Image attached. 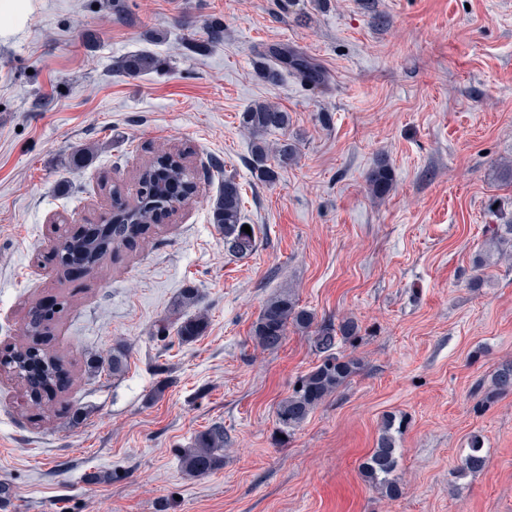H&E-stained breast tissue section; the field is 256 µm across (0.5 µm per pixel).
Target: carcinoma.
Here are the masks:
<instances>
[{
    "mask_svg": "<svg viewBox=\"0 0 512 512\" xmlns=\"http://www.w3.org/2000/svg\"><path fill=\"white\" fill-rule=\"evenodd\" d=\"M163 64L157 56L148 52H139L122 58L117 69L128 75L138 76L154 71ZM297 75L308 83L319 87L323 85L326 73L302 54L271 50L263 55L259 67L260 77L270 83L280 81L282 72ZM242 127L253 138L252 154L254 169L260 178L271 181L275 171L267 165L269 152L264 136L275 130L288 127V113L276 105L257 102L241 114ZM140 199L133 205L135 222L114 224L108 236L125 240L134 245L146 239L158 212L171 205L178 194L187 195L195 185L194 176L187 164L184 152L161 151L146 162L136 175ZM392 178L385 165L380 164L370 176V190L376 197L382 198L391 191ZM211 222L224 230V248L233 256H246L255 247L254 234L242 230V195L239 184L231 176L224 177V186L211 208ZM490 244L502 245L512 242V221L507 224L488 226ZM81 245L86 262L99 268L106 258L108 247L103 237L86 235L68 237L59 245L58 272L67 276L69 256L75 245ZM201 302V295L194 288H186L171 302V314L177 317L173 323L169 318L162 319L157 327L160 334L166 333L171 325H176L177 334L184 343L195 341L207 328V319L201 313L192 316L186 311ZM299 330H314V347L319 360L306 374L299 377L291 394L279 402L276 419L279 425L294 429L301 425L309 414L356 373L358 359L340 350L339 344L350 342L359 331L355 319L347 317L338 325L315 324V314L301 308L291 292H282L271 297L264 305L257 320L252 325L251 337L254 343L264 349L273 350L282 345L288 327ZM52 334L51 320L45 317L42 306L36 304L27 313L23 330L24 341L11 347L7 352L9 374L21 386L29 398L30 405L36 409L50 407L57 398L52 389L53 381L67 373L62 358L50 349ZM104 369L112 373V378L123 376L127 370V355L120 346L112 348V358L104 364ZM512 392V363L505 362L492 377L491 394L503 395ZM395 420L389 418L384 423L377 446L361 464V472L370 482L394 496L398 493V482L393 473L398 466L397 448L393 430ZM182 467L190 476L207 475L224 466V426L215 424L195 438V444L181 455ZM486 457L483 443L473 436L469 448L461 460L458 472H478L485 467Z\"/></svg>",
    "mask_w": 512,
    "mask_h": 512,
    "instance_id": "1",
    "label": "carcinoma"
}]
</instances>
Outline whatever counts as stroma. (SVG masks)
<instances>
[{
  "instance_id": "1",
  "label": "stroma",
  "mask_w": 512,
  "mask_h": 512,
  "mask_svg": "<svg viewBox=\"0 0 512 512\" xmlns=\"http://www.w3.org/2000/svg\"><path fill=\"white\" fill-rule=\"evenodd\" d=\"M271 47L315 59L327 83L264 82ZM140 51L163 70L117 72ZM262 101L289 117L269 145L296 151L270 182L240 124ZM160 148L187 153L193 200L59 280L56 229L135 198ZM228 175L256 240L243 258L210 222ZM511 218L512 0H0V347L32 304L68 298L59 404L85 412L38 416L0 373V512H512V394L483 393L512 361V260L473 268L487 225ZM185 288L207 318L189 344L154 333ZM286 290L317 322L357 320L345 350L360 368L284 432L276 407L318 362L313 334L263 350L251 328ZM118 343L123 377L87 372ZM389 416L394 498L360 471ZM215 423L224 466L188 477L181 451ZM474 435L486 466L457 475Z\"/></svg>"
}]
</instances>
